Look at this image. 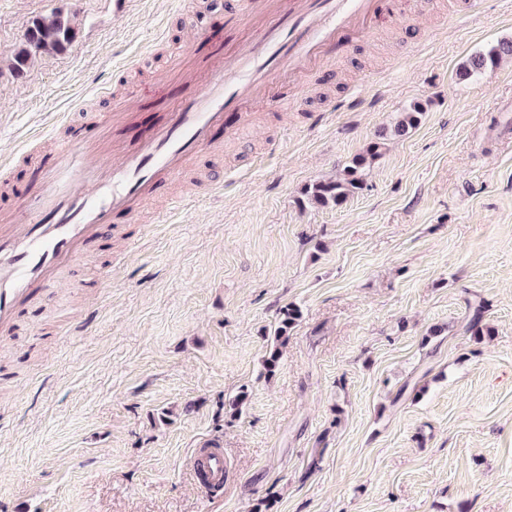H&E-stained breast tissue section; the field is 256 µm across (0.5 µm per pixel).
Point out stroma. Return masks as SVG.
<instances>
[{
  "mask_svg": "<svg viewBox=\"0 0 512 512\" xmlns=\"http://www.w3.org/2000/svg\"><path fill=\"white\" fill-rule=\"evenodd\" d=\"M224 3L0 0V54L33 17L81 22L25 80L0 74V203L32 188L29 137L70 119L96 137L117 90L175 101L173 52L223 37ZM510 38L512 0H411L114 217L0 336V512H512V59L459 75ZM416 102L361 190L308 203ZM213 446L208 498L192 460ZM423 114L422 108L418 104H413L408 110L400 113L399 119L388 131H384L379 136V140H387V137H403L415 128L421 120ZM196 480L202 493L211 495L220 490L224 477V453L220 448H204L196 459Z\"/></svg>",
  "mask_w": 512,
  "mask_h": 512,
  "instance_id": "obj_1",
  "label": "stroma"
}]
</instances>
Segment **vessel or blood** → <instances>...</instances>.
<instances>
[{
	"label": "vessel or blood",
	"instance_id": "1",
	"mask_svg": "<svg viewBox=\"0 0 512 512\" xmlns=\"http://www.w3.org/2000/svg\"><path fill=\"white\" fill-rule=\"evenodd\" d=\"M397 0H233L227 36L250 31L238 48H187L174 70L183 94L155 123H136L138 99L102 113L94 139L64 135L42 156L34 190L0 211V333L12 334L46 291L103 239L117 214L132 216L179 177L223 128L236 138L250 108L287 102L314 67L371 35L377 17L395 15ZM202 493L220 490L224 453L196 459Z\"/></svg>",
	"mask_w": 512,
	"mask_h": 512
}]
</instances>
